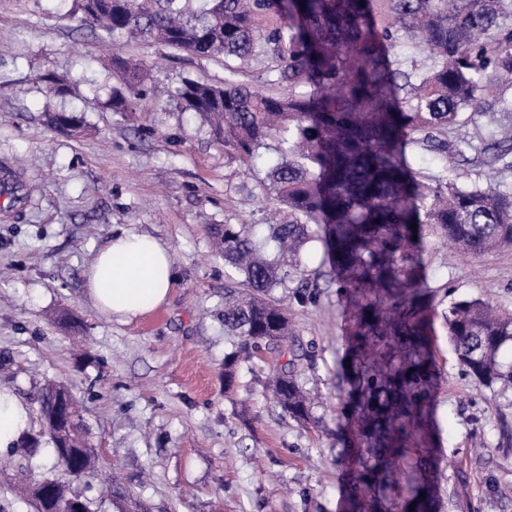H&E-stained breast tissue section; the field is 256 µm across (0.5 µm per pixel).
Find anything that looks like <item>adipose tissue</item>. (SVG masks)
Masks as SVG:
<instances>
[{
    "mask_svg": "<svg viewBox=\"0 0 512 512\" xmlns=\"http://www.w3.org/2000/svg\"><path fill=\"white\" fill-rule=\"evenodd\" d=\"M84 278L90 299L104 315L129 322L165 305L177 274L157 239L124 232L102 243ZM28 425L25 406L0 388V453L17 443Z\"/></svg>",
    "mask_w": 512,
    "mask_h": 512,
    "instance_id": "adipose-tissue-1",
    "label": "adipose tissue"
}]
</instances>
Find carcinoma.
<instances>
[{"instance_id":"1","label":"carcinoma","mask_w":512,"mask_h":512,"mask_svg":"<svg viewBox=\"0 0 512 512\" xmlns=\"http://www.w3.org/2000/svg\"><path fill=\"white\" fill-rule=\"evenodd\" d=\"M81 22L116 44L146 37L200 58L224 56V81L182 80L170 94L203 121L224 152L259 183L278 209L256 235L253 224L216 225L212 234L241 294L225 297L224 327L254 354L288 340V308L271 299L304 274L301 252L321 243L322 264L340 288L349 344L343 370L347 427L340 431L348 482L344 512H438L440 457L434 420L438 383L433 345L434 295L425 284L422 244L435 233L460 252L481 255L512 245V191L451 182L448 159L512 169V128L495 126L472 158L467 141L448 142L466 109L509 106L500 89L512 77V0H78ZM405 34L425 54L402 70L392 50ZM270 58L260 94L240 79L241 66ZM115 89L108 105L132 112L146 70L111 58ZM64 133L81 132L82 117L49 114ZM433 151L443 172L425 176L408 150ZM274 152L259 176L254 162ZM440 317L460 362L482 386L512 384V314L482 298L458 300ZM290 353L268 383L288 417L311 422L312 401ZM73 436L77 458L54 459L53 475L26 494L42 512L37 487L55 488L59 508L92 502L69 482L96 475L83 422ZM425 497H419L420 493Z\"/></svg>"}]
</instances>
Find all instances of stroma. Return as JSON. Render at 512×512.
Wrapping results in <instances>:
<instances>
[{"label": "stroma", "instance_id": "35a3bbf8", "mask_svg": "<svg viewBox=\"0 0 512 512\" xmlns=\"http://www.w3.org/2000/svg\"><path fill=\"white\" fill-rule=\"evenodd\" d=\"M80 17L77 0H0V162L31 188L21 211L0 210V386L27 406L40 438L35 454L0 456V512H33L12 486L18 471L52 466L40 400L54 382L82 406L98 475L69 488L97 512H340L347 321L320 243L302 254L318 282L312 302L273 293L288 303L292 349L313 357L299 378L319 396L314 422L288 418L264 393L285 361L278 347L240 358L233 386L224 382V357L241 339L224 328V260L210 228L264 223L272 197L198 117L153 95L188 77L222 81L223 58L123 42L147 80L135 111L115 112L105 105L112 70ZM44 74L72 94H50ZM61 110L83 117L80 136L49 125L47 112ZM123 231L157 238L178 273L167 304L130 323L101 314L83 277ZM423 262L437 308L489 291L512 309V248L465 257L430 236ZM435 333L440 510L512 512V389L480 386L443 328Z\"/></svg>", "mask_w": 512, "mask_h": 512}]
</instances>
